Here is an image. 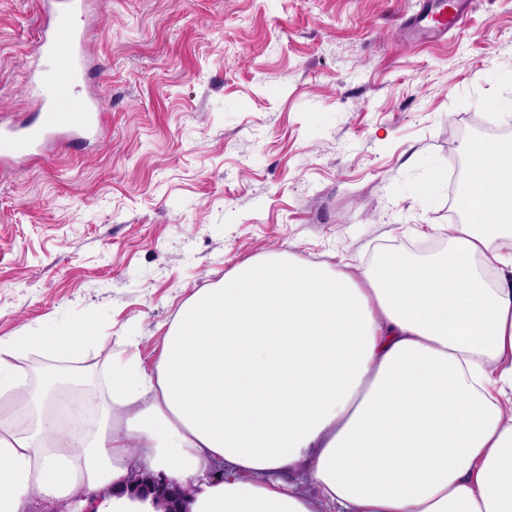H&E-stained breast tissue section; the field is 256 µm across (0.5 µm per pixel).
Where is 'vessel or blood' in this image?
<instances>
[{"mask_svg":"<svg viewBox=\"0 0 512 512\" xmlns=\"http://www.w3.org/2000/svg\"><path fill=\"white\" fill-rule=\"evenodd\" d=\"M87 4L88 0H44L46 23L39 51L45 66L30 78L43 108V116L37 123L0 127L1 162L31 157L61 128L68 129L78 143L101 134L103 101L98 94L75 98L76 115L69 119L57 114L54 108L56 101L74 98L77 83L89 78L84 63L88 31L73 28L70 24L73 15L86 11ZM463 16L464 7L456 0H435L424 19L429 32L443 35L457 28Z\"/></svg>","mask_w":512,"mask_h":512,"instance_id":"1","label":"vessel or blood"}]
</instances>
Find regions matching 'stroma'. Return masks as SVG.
Instances as JSON below:
<instances>
[{
    "label": "stroma",
    "mask_w": 512,
    "mask_h": 512,
    "mask_svg": "<svg viewBox=\"0 0 512 512\" xmlns=\"http://www.w3.org/2000/svg\"><path fill=\"white\" fill-rule=\"evenodd\" d=\"M423 0H90L104 132L0 168V339L94 319L158 357L177 309L238 263L430 258L466 147L512 140V0L409 39ZM41 0H0V123L36 118Z\"/></svg>",
    "instance_id": "stroma-1"
}]
</instances>
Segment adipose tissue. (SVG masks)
Segmentation results:
<instances>
[{"mask_svg": "<svg viewBox=\"0 0 512 512\" xmlns=\"http://www.w3.org/2000/svg\"><path fill=\"white\" fill-rule=\"evenodd\" d=\"M445 249L372 265L251 258L180 307L152 368L118 359L109 401L63 433V392L22 395L16 356L68 365L90 320L0 340V512L84 491L85 512H512V140L466 152ZM138 487L145 485L146 481H150L152 485V491L159 495L160 497H163L165 499H168L170 502L171 508L173 512H177V509L175 508V503L177 502L179 498V493L177 489L170 486L169 483H167L163 478H160V476H138L136 478Z\"/></svg>", "mask_w": 512, "mask_h": 512, "instance_id": "ef3b65f1", "label": "adipose tissue"}]
</instances>
